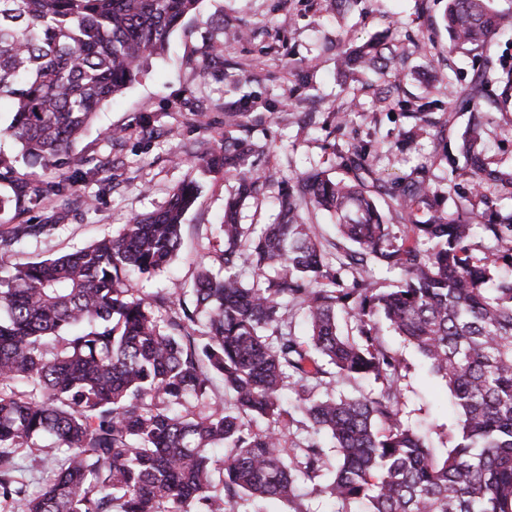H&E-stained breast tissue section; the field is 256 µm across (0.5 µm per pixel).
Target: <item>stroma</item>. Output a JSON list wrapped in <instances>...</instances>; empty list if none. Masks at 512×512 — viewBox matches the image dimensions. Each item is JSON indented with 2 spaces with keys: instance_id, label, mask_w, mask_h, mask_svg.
Here are the masks:
<instances>
[{
  "instance_id": "35a3bbf8",
  "label": "stroma",
  "mask_w": 512,
  "mask_h": 512,
  "mask_svg": "<svg viewBox=\"0 0 512 512\" xmlns=\"http://www.w3.org/2000/svg\"><path fill=\"white\" fill-rule=\"evenodd\" d=\"M446 0H358L336 14L328 0H201L171 35L165 55L150 59L143 75L97 112L76 143L79 165L67 174L70 204L57 210L49 197L31 210L32 224L47 232L16 246L9 260L27 263L86 246L136 216L166 207L172 190L198 181L201 191L182 225V247L170 268L136 282L140 294L189 288L199 261H213L224 246L218 226L233 174L200 166L201 157L221 151L225 141L245 139L254 172L264 177L262 195L240 210L244 224L273 222L276 196L313 167L336 168V150L369 146L379 177L386 181L429 170L439 191L448 189V166L440 155L463 132L470 108L449 103L442 84L468 85L485 63L512 65V34L492 38L485 54L449 47L442 25ZM390 35L405 53L403 89L410 98L431 96L434 119L453 111L444 139L402 141L413 123L400 109L378 103L370 90L378 78L345 79L338 68L341 48ZM439 85L426 92L428 77ZM498 105L485 121L492 161L512 168V90L493 86ZM352 101L357 115L344 128L329 121L331 106ZM315 113L308 123L306 113ZM120 139H112V131ZM383 345L404 359L401 409L409 424L428 432L436 448L448 445L454 414L444 382L430 375L419 355L399 336L383 331Z\"/></svg>"
}]
</instances>
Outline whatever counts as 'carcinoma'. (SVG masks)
<instances>
[{
    "label": "carcinoma",
    "instance_id": "carcinoma-1",
    "mask_svg": "<svg viewBox=\"0 0 512 512\" xmlns=\"http://www.w3.org/2000/svg\"><path fill=\"white\" fill-rule=\"evenodd\" d=\"M200 0H0V101L13 103L0 139V179L21 161L58 171L97 110L132 85ZM451 46L478 45L512 28V15L486 0H448ZM403 56L383 39L341 53L344 72L383 80V104L421 121L425 105L401 98ZM512 87V66H485L448 96L492 101V84ZM484 122L471 113L458 145L444 152L454 210L425 168L395 182L377 177L368 146L336 152L347 178L325 170L301 175L280 198L277 220L259 234L239 223V206L262 180L247 168L251 145H224L207 165L236 172L219 229L224 251L214 273L199 266L190 298L139 297L134 274L168 266L199 187L173 189L163 210L138 216L115 236L25 264L5 257L45 224L23 217L62 182L17 179L0 211L16 225L0 235V512H252L294 502L301 477L363 512H512V210L487 191L512 186V169L487 156ZM387 198L382 212L376 198ZM488 219L473 220L478 205ZM335 218L336 241L323 243L309 216ZM338 266L325 261L326 247ZM485 251L477 258L474 252ZM398 276L385 288L375 273ZM304 310L296 335L288 306ZM170 311L162 318L161 311ZM204 321L195 334L194 325ZM391 328L445 382L456 413L440 453L402 421L405 368L380 342ZM224 402H209L215 379ZM381 384L377 392L315 395L344 380ZM298 400L302 420L284 407ZM204 404L185 409L187 398ZM264 420L268 426L254 428ZM306 432L288 442L290 424ZM327 436L336 448L329 456ZM63 453L58 472L32 497L20 448Z\"/></svg>",
    "mask_w": 512,
    "mask_h": 512
}]
</instances>
